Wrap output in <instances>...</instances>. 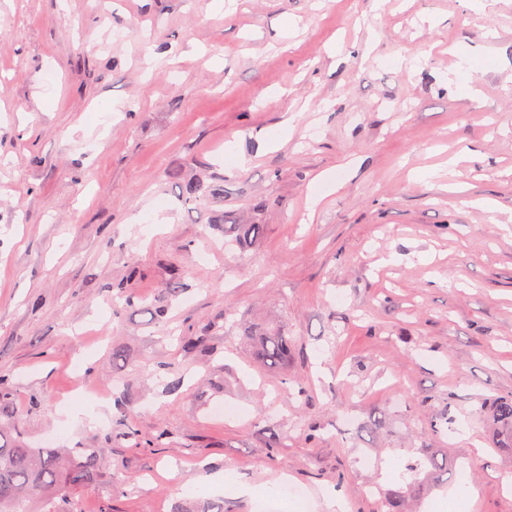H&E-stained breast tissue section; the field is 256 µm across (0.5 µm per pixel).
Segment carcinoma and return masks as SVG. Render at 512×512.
<instances>
[{
    "instance_id": "1",
    "label": "carcinoma",
    "mask_w": 512,
    "mask_h": 512,
    "mask_svg": "<svg viewBox=\"0 0 512 512\" xmlns=\"http://www.w3.org/2000/svg\"><path fill=\"white\" fill-rule=\"evenodd\" d=\"M179 200L183 205L212 206L210 223L222 226L224 236L240 246L260 234V225L243 224L219 205L224 202V180L205 183L188 179L181 186ZM256 336L262 361L270 367L288 358L290 343L285 334L262 324L244 331ZM489 418L496 425L495 447L512 448V396L496 398L489 406ZM102 455L100 448H71L62 453L53 448H30L25 444L0 445V512H32L33 493L42 495L41 512H77L75 503L62 488H76L91 482ZM441 464L431 454L410 459L398 477L397 489L383 491L388 512H404L406 502L420 494L424 483Z\"/></svg>"
}]
</instances>
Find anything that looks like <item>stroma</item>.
<instances>
[{
	"label": "stroma",
	"mask_w": 512,
	"mask_h": 512,
	"mask_svg": "<svg viewBox=\"0 0 512 512\" xmlns=\"http://www.w3.org/2000/svg\"><path fill=\"white\" fill-rule=\"evenodd\" d=\"M211 2L0 0V436L101 449L79 512H386L424 451L420 512H512V0ZM184 206H221L224 202V179L205 183L198 178L188 179L181 186L178 196ZM210 224H219L224 230V237H232L239 247L247 240L257 238L260 234V225L258 224H242L233 214L224 212V208L211 210ZM244 336H257L259 340V353L262 361L269 367H276L288 358L290 343L288 336L280 331H274L262 324L249 326ZM498 430L495 448H512V396L497 397L489 406V416ZM442 464L432 454L409 459L398 477L397 489L383 490L388 512H405L406 502L420 494L424 483L433 472H439Z\"/></svg>",
	"instance_id": "1"
}]
</instances>
